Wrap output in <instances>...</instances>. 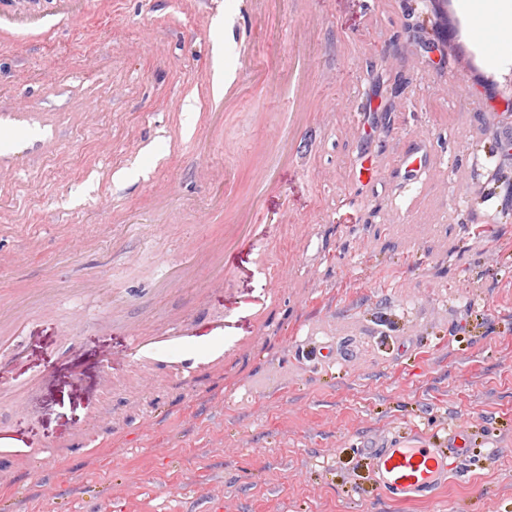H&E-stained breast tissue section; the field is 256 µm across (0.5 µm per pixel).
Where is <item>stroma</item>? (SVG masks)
Here are the masks:
<instances>
[{
    "mask_svg": "<svg viewBox=\"0 0 512 512\" xmlns=\"http://www.w3.org/2000/svg\"><path fill=\"white\" fill-rule=\"evenodd\" d=\"M103 2L0 0V108L60 116L0 184V512H512V71L454 0ZM178 319L189 382L131 355ZM482 65L489 71L498 72L509 69L512 65V38L505 40L491 54L482 52L479 57ZM456 431L445 448H378L371 456L379 484L392 495L407 497L416 491L432 493L448 480L464 444Z\"/></svg>",
    "mask_w": 512,
    "mask_h": 512,
    "instance_id": "35a3bbf8",
    "label": "stroma"
}]
</instances>
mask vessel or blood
Here are the masks:
<instances>
[{
    "mask_svg": "<svg viewBox=\"0 0 512 512\" xmlns=\"http://www.w3.org/2000/svg\"><path fill=\"white\" fill-rule=\"evenodd\" d=\"M36 113L16 107L0 113V132L11 133L35 122ZM191 335L188 325L172 326L158 336H137L134 345L136 357L164 355L172 358L175 350L185 345ZM463 448L461 433H454L444 448H396L377 449L370 463L378 476L379 484L390 494L405 497L416 491L432 492L447 481Z\"/></svg>",
    "mask_w": 512,
    "mask_h": 512,
    "instance_id": "obj_1",
    "label": "vessel or blood"
}]
</instances>
